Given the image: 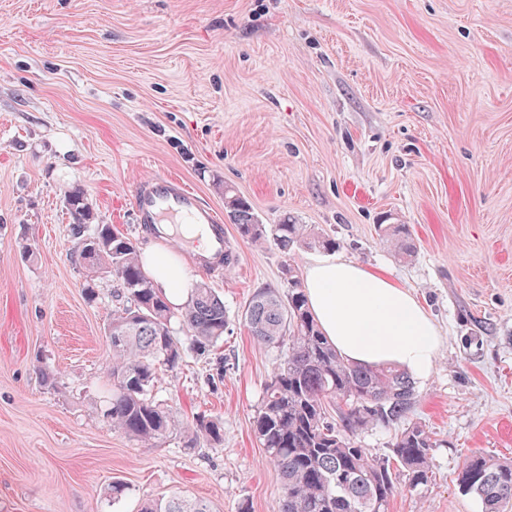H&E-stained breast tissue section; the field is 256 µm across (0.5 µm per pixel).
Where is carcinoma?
<instances>
[{
	"instance_id": "1",
	"label": "carcinoma",
	"mask_w": 512,
	"mask_h": 512,
	"mask_svg": "<svg viewBox=\"0 0 512 512\" xmlns=\"http://www.w3.org/2000/svg\"><path fill=\"white\" fill-rule=\"evenodd\" d=\"M74 230L85 235L92 212L83 192L68 196ZM224 210L241 236L271 238L288 255L297 248L336 249V241L305 224L285 219L262 224L243 197L224 187ZM387 243L403 258L416 252L407 224L382 228ZM79 259L92 272L107 269L122 302L112 313V399L106 417L112 427L145 444L164 438L175 419L156 400L163 372L184 362L188 351L205 352L224 337L229 315L224 300L199 284L181 307L172 306L144 271L135 243L110 224H98L82 239ZM288 295L262 288L244 319L257 342L281 350L254 416V433L266 458L280 472L282 496L274 512H388L397 492V472L412 489L428 486L429 450L435 441L410 415L417 403L415 382L394 366L363 367L346 362L322 335L296 269L288 266ZM178 319L186 341L173 335ZM399 426L391 440L392 459L370 455L359 435ZM223 425L205 416L187 432L188 447L219 442ZM460 488L474 495L482 512H503L512 502V460L475 454L465 463ZM141 512H213L199 499L177 494L145 503Z\"/></svg>"
}]
</instances>
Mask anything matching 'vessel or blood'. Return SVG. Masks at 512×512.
<instances>
[{
    "instance_id": "vessel-or-blood-1",
    "label": "vessel or blood",
    "mask_w": 512,
    "mask_h": 512,
    "mask_svg": "<svg viewBox=\"0 0 512 512\" xmlns=\"http://www.w3.org/2000/svg\"><path fill=\"white\" fill-rule=\"evenodd\" d=\"M133 200L139 223L163 227L166 237L177 247L191 251L195 263L217 273L223 272L224 254L230 245L216 211L202 201L198 192L178 177L157 173L140 181ZM185 224L204 230L208 239L205 252H192L181 232Z\"/></svg>"
}]
</instances>
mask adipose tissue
<instances>
[{
    "instance_id": "1",
    "label": "adipose tissue",
    "mask_w": 512,
    "mask_h": 512,
    "mask_svg": "<svg viewBox=\"0 0 512 512\" xmlns=\"http://www.w3.org/2000/svg\"><path fill=\"white\" fill-rule=\"evenodd\" d=\"M145 271L173 305H180L189 279L170 253L149 250ZM304 288L323 333L349 363L395 365L427 379L438 353V329L419 301L383 271L342 258L307 267Z\"/></svg>"
}]
</instances>
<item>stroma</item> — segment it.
I'll return each instance as SVG.
<instances>
[{"mask_svg":"<svg viewBox=\"0 0 512 512\" xmlns=\"http://www.w3.org/2000/svg\"><path fill=\"white\" fill-rule=\"evenodd\" d=\"M154 172L219 211L232 187L416 296L439 347L412 417L437 445L431 484L400 485L389 512H481L466 459H512V0H0V512H138L174 492L273 512L282 494L253 432L280 351L242 311L320 250L225 223L234 267H186L229 326L161 376L172 433L145 445L106 418L116 282L76 262L66 197L144 250L158 238L133 190ZM385 224L409 225L411 259ZM203 415L224 438L187 447Z\"/></svg>","mask_w":512,"mask_h":512,"instance_id":"1","label":"stroma"}]
</instances>
